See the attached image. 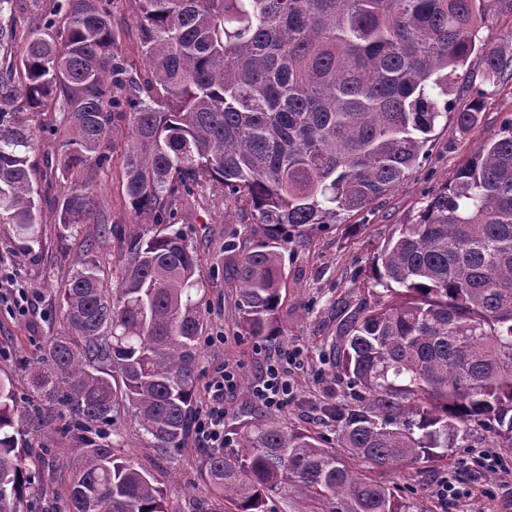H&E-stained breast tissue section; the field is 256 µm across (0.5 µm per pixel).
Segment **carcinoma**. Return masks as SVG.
<instances>
[{
    "mask_svg": "<svg viewBox=\"0 0 512 512\" xmlns=\"http://www.w3.org/2000/svg\"><path fill=\"white\" fill-rule=\"evenodd\" d=\"M66 36L33 39L21 58L32 111L62 113L58 169L69 188L59 223L77 233L94 206L91 159L115 119L112 87L131 81L114 53L108 0H65ZM499 0H139V43L151 77L129 104L122 161L133 209L158 224L167 197L203 177L245 201L267 240L224 243V282L247 336L279 335L285 280L274 244L310 224H334L398 186L436 124L448 117L458 71L483 55L486 82L512 53L481 50L479 30ZM0 96V224L26 249L40 243L28 153L36 129ZM480 101L454 113L470 127ZM111 289L91 260L56 293L63 331L26 368L29 392L70 407L88 441L65 462L73 512H169L166 493L121 455L115 414L134 409L152 447L175 448L198 406L200 263L185 236L156 230L130 246ZM368 279L388 297L348 320L334 365L358 389L332 409L341 447L370 467L448 458L461 428L483 426L512 449V122L417 214L396 225ZM26 416L0 380V512H22L42 480L18 436ZM213 491L234 512H268L288 487L336 501V512H410L320 438L267 418L234 455L206 461Z\"/></svg>",
    "mask_w": 512,
    "mask_h": 512,
    "instance_id": "1",
    "label": "carcinoma"
}]
</instances>
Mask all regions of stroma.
I'll return each instance as SVG.
<instances>
[{
    "label": "stroma",
    "instance_id": "stroma-1",
    "mask_svg": "<svg viewBox=\"0 0 512 512\" xmlns=\"http://www.w3.org/2000/svg\"><path fill=\"white\" fill-rule=\"evenodd\" d=\"M62 3L14 0L11 16L0 23L6 29L5 40L0 43V75L7 77V88L14 94L20 86V56L33 38L43 34L45 21H54L56 34H63L66 19ZM110 9L114 48L132 62L134 82H141L148 66L138 53L139 2L111 0ZM479 37L487 49H512V0H499ZM465 70V77L456 80L449 100L455 112L480 100L476 121L469 129H460L451 121L439 123L426 159L400 186L363 212L342 215L333 224L308 226L305 232L278 244L285 296L278 312L282 334L275 339L259 342L242 333L235 294L224 282L225 240L233 238L241 245L252 246L266 239L249 206L225 197L223 186L208 179L171 201L175 228L186 234L200 258L203 333L221 339L220 344L202 348L199 380L207 382L213 371L226 365L240 369L238 388L224 404V430L230 436L224 453H235L242 432L266 415V408L252 396V386L266 357L281 349L299 352L301 363L291 370L295 395L277 411V419L288 427L322 437L329 446H337L340 427L329 409L351 403L352 397L347 378L334 367L332 347L344 321L368 295L366 275L376 247L395 225L406 221L453 178L481 141L512 120V75L505 73L495 83L485 84L478 54L470 57ZM12 109H25L16 94ZM60 120V113L51 111L28 118L38 129L30 161L34 199L43 220L41 243L29 251L21 249L9 225L0 224V267L12 275L11 285L1 286L0 292L8 293L13 287L35 291L28 315L14 314L9 303L0 304V377L14 378L21 409L47 422L39 433L27 435L25 442L39 463L57 461L70 449L83 447L88 437L76 426L67 405L29 398L24 367L43 357L48 337L63 329L54 290L66 282L80 258L93 260L105 278L117 281L130 260V242L154 225L152 217L134 214L126 193L118 161L129 136V120L124 117L114 122L103 144L109 163L91 169L100 206L80 235L64 231L58 222V203L68 184L56 167L61 146L54 132ZM117 419L130 453L165 489L170 512H230V505L209 485L205 471L209 451L200 447L194 436H187L181 448L161 453L141 437L131 410H120ZM472 447L496 448L492 435L475 427L458 434L445 460L400 470L373 469L369 475L409 502L412 512H512V450L497 448L501 467L476 476L463 465ZM449 474L455 475L461 495L444 502L434 489L441 477Z\"/></svg>",
    "mask_w": 512,
    "mask_h": 512
}]
</instances>
